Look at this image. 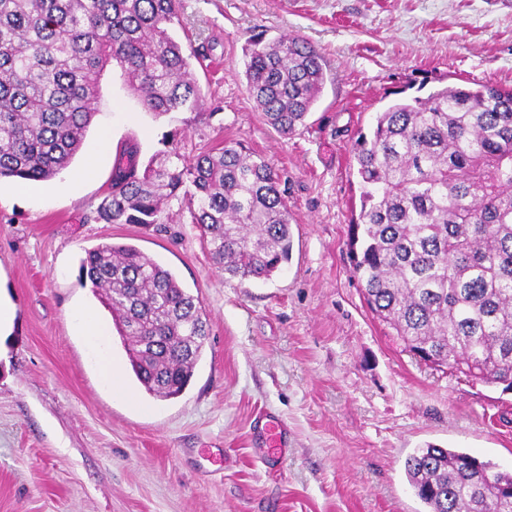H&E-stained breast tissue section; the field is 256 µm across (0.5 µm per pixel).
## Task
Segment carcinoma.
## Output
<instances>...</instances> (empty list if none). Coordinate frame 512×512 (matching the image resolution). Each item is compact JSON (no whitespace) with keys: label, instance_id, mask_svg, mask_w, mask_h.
Segmentation results:
<instances>
[{"label":"carcinoma","instance_id":"carcinoma-1","mask_svg":"<svg viewBox=\"0 0 512 512\" xmlns=\"http://www.w3.org/2000/svg\"><path fill=\"white\" fill-rule=\"evenodd\" d=\"M180 0H0V181L46 182L81 151L112 64L148 111L194 112L203 96L176 40ZM244 76L258 109L288 136L320 98L325 73L297 36L257 33ZM166 135L160 162L122 145L106 224H162L175 202L206 239L214 263L268 280L288 263L293 217L280 176L241 143L188 159ZM360 211L353 272L373 315L419 360L512 388V88L464 81L376 113L352 146ZM89 281L128 341L146 392L180 395L207 322L175 275L129 244L85 251ZM428 512H512V470L427 443L405 460Z\"/></svg>","mask_w":512,"mask_h":512}]
</instances>
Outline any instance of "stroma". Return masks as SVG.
<instances>
[{"mask_svg": "<svg viewBox=\"0 0 512 512\" xmlns=\"http://www.w3.org/2000/svg\"><path fill=\"white\" fill-rule=\"evenodd\" d=\"M174 35L198 50L197 112L154 115L104 71L97 112L54 191L0 183V291L16 304L0 342V512H424L404 462L426 443L512 470V391L437 370L374 319L353 274L349 226L360 209L351 144L397 95L463 80L512 87V0H181ZM258 32L314 45L327 80L290 136L256 108L243 48ZM109 128L113 149L97 141ZM182 151L239 142L288 188L291 258L262 282L225 277L188 214L104 224L117 148L142 160L166 134ZM131 244L201 301L209 325L186 390L159 399L136 380L120 336L129 403L112 394L99 345L75 314H112L79 278L85 250ZM285 427L265 462L263 429Z\"/></svg>", "mask_w": 512, "mask_h": 512, "instance_id": "1", "label": "stroma"}]
</instances>
